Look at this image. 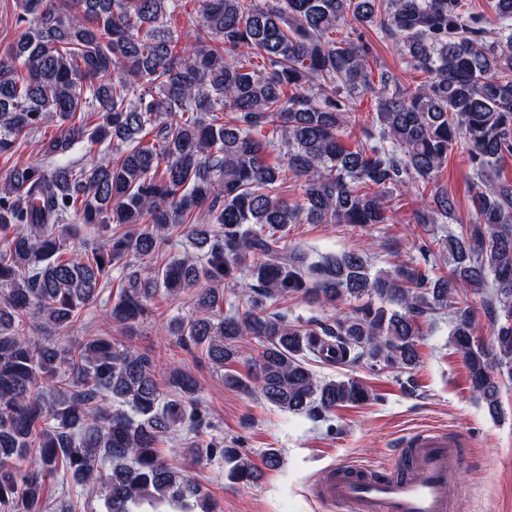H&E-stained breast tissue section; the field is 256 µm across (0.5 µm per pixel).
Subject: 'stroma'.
Instances as JSON below:
<instances>
[{"mask_svg":"<svg viewBox=\"0 0 512 512\" xmlns=\"http://www.w3.org/2000/svg\"><path fill=\"white\" fill-rule=\"evenodd\" d=\"M356 33L372 45L373 70L388 69L408 87L423 81V73L405 66L400 44L382 37L377 27L361 26ZM436 180L454 196L458 222L473 223L472 197L477 180L460 150L449 153ZM389 200L399 217L397 223L363 228L292 224L285 234L288 248L309 263L325 255L358 250L367 254L376 270L416 265L421 260L422 232L409 221L417 206L415 194L396 191ZM120 287L117 278L107 283L97 304L60 341L73 344L99 333L118 345L132 342L144 350L157 348L165 362L197 380L196 397L206 417L204 425L170 436L160 449L170 463L210 494L221 512H337L310 495L309 489L320 474L342 461L383 466L395 441L423 425L458 432L471 441L466 464L454 474L466 495V512H512V380L501 378L503 415L492 418L472 389L463 354L448 343L451 324L447 311L420 318V359L414 368L399 371L373 364L365 357L345 365L310 361L309 367L318 378L354 377L374 395L368 402L313 416L284 411L268 403L258 389L242 391L225 386L223 370L212 367L201 350L186 349L176 337L166 335L171 320L194 311L197 289L163 300L154 315L131 335L103 317ZM360 304V299L344 297L322 307L297 294L277 303L276 308L296 323L330 321L353 313ZM214 441L256 461L266 449H279L284 466L267 472L257 484L239 486L228 480L221 459L195 455V448ZM105 493L102 481L79 486L58 475L47 483V510L56 512L64 501L72 512H106Z\"/></svg>","mask_w":512,"mask_h":512,"instance_id":"obj_1","label":"stroma"}]
</instances>
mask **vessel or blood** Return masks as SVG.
Instances as JSON below:
<instances>
[{
	"label": "vessel or blood",
	"mask_w": 512,
	"mask_h": 512,
	"mask_svg": "<svg viewBox=\"0 0 512 512\" xmlns=\"http://www.w3.org/2000/svg\"><path fill=\"white\" fill-rule=\"evenodd\" d=\"M467 439L443 428L426 427L403 436L395 457L405 471H376L339 463L328 468L310 493L345 512H460L454 470L466 460Z\"/></svg>",
	"instance_id": "obj_1"
}]
</instances>
